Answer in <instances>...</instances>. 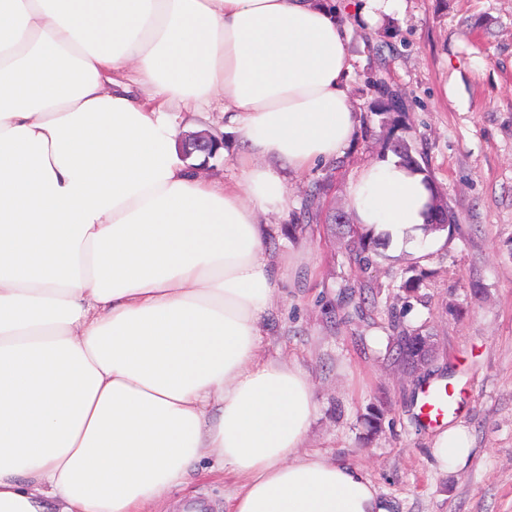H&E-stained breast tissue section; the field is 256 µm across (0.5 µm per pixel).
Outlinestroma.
Masks as SVG:
<instances>
[{
	"mask_svg": "<svg viewBox=\"0 0 512 512\" xmlns=\"http://www.w3.org/2000/svg\"><path fill=\"white\" fill-rule=\"evenodd\" d=\"M355 134L336 158L289 178L286 206L260 214L274 225L267 243L288 274L262 316L261 357L298 365L318 401L307 451L357 466L394 512H512V0H402L376 26L348 27ZM377 79L404 102L401 137L457 218L430 250L371 247L363 269L349 254L342 224L351 181L386 159L387 131L368 106ZM177 135L205 131L224 141L210 159L190 158L205 180L237 181L239 133L219 105L181 112ZM414 289L403 286L408 274ZM362 286V316L340 298ZM432 337L436 356L416 374L390 354L391 322ZM456 379L455 422L469 433L468 463L443 469L433 433L417 414L416 393L429 379ZM379 416L377 431L365 417ZM232 476L194 464L167 491L158 512H232Z\"/></svg>",
	"mask_w": 512,
	"mask_h": 512,
	"instance_id": "stroma-1",
	"label": "stroma"
}]
</instances>
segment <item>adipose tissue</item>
<instances>
[{"label":"adipose tissue","mask_w":512,"mask_h":512,"mask_svg":"<svg viewBox=\"0 0 512 512\" xmlns=\"http://www.w3.org/2000/svg\"><path fill=\"white\" fill-rule=\"evenodd\" d=\"M400 2L0 0V512H151L205 459L237 477L233 512H390L304 451L315 390L258 353L282 280L258 215L349 144L347 17ZM217 92L234 184L185 167L164 116ZM430 198L390 157L348 210L417 249ZM431 452L455 469L471 446L452 425Z\"/></svg>","instance_id":"obj_1"}]
</instances>
